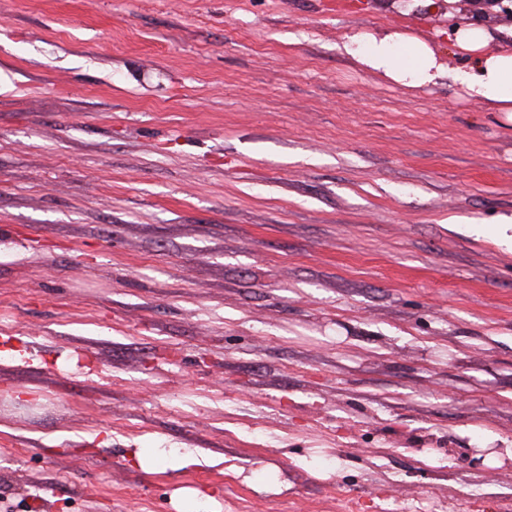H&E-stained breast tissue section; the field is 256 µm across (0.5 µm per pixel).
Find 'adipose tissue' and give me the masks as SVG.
Returning a JSON list of instances; mask_svg holds the SVG:
<instances>
[{
    "label": "adipose tissue",
    "instance_id": "adipose-tissue-1",
    "mask_svg": "<svg viewBox=\"0 0 512 512\" xmlns=\"http://www.w3.org/2000/svg\"><path fill=\"white\" fill-rule=\"evenodd\" d=\"M491 35L476 19L465 21L454 36L456 47L467 53V66L457 69L455 82L467 94L500 111L512 112V49L493 55L483 49ZM397 35L382 38L362 33L352 35L344 44L346 54L358 55L360 62L383 71L395 81L408 86L429 83L442 74L434 50L419 40H410L409 51L399 55L395 51Z\"/></svg>",
    "mask_w": 512,
    "mask_h": 512
}]
</instances>
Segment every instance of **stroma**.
Listing matches in <instances>:
<instances>
[{
    "instance_id": "stroma-1",
    "label": "stroma",
    "mask_w": 512,
    "mask_h": 512,
    "mask_svg": "<svg viewBox=\"0 0 512 512\" xmlns=\"http://www.w3.org/2000/svg\"><path fill=\"white\" fill-rule=\"evenodd\" d=\"M453 17L0 0V505L512 512V116ZM403 39L400 34L378 39L358 33L349 37L343 49L346 54L357 57L368 67L383 71L385 75L408 86L433 82L442 75L434 50L424 42L412 39L409 42V52L404 56L397 54L395 44ZM362 41L367 42V50L363 54H357V47Z\"/></svg>"
}]
</instances>
